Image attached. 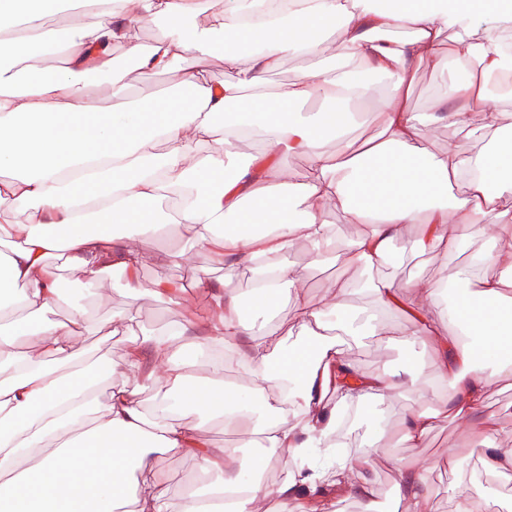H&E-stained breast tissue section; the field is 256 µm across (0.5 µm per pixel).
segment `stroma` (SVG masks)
Here are the masks:
<instances>
[{
    "label": "stroma",
    "instance_id": "35a3bbf8",
    "mask_svg": "<svg viewBox=\"0 0 512 512\" xmlns=\"http://www.w3.org/2000/svg\"><path fill=\"white\" fill-rule=\"evenodd\" d=\"M192 66L191 60H182L170 67L145 72L138 68L126 71V80L138 101L175 92L185 71ZM457 76L455 68L438 72L429 66L420 67L409 92V104L414 111H432L439 95L448 83ZM475 135H468L446 125L439 124L425 129L424 150L435 156L448 149L449 143L465 146L470 153L483 152L488 142L496 139L501 127L512 125V97L489 96L473 115ZM416 225L404 227L395 241L390 261L382 266L366 269L345 266L341 252H334L319 266H311V254L307 245L300 244L288 253L286 260L298 268H309L310 275L302 292L307 299L322 306L333 301L353 309L366 308L370 300L365 292L368 283L385 280L394 287L403 289L418 280L453 277L466 266L473 246L463 245L456 253L435 250L421 253L415 250L413 240ZM126 238L139 248L143 262L138 271L139 286L130 289L124 275L108 272L96 287L85 284L80 272L60 267L57 259H50L62 282L71 292L57 308L56 314L68 318L73 307L86 308L89 320L82 326L75 340L78 356H88L112 361L122 366L132 342L146 334L162 333L170 324L187 318L208 319L214 314L207 295L191 289H182L184 280L196 277L218 281L224 277V269L209 258L205 245L200 243L194 230L184 224L172 223L159 235L145 237L126 231ZM180 253V264L158 262L159 251ZM349 284V294L337 295L336 281ZM166 282L179 286L175 301L155 298L152 290L156 283ZM132 313L133 324L115 323L114 314ZM350 355L371 372L406 370L433 378L429 348L419 341H404L402 337L381 342L367 337L352 345ZM415 405L411 392L393 395L371 414L370 420H356L348 430L347 444L354 452L367 448L372 425L380 423L388 429H396L400 420L409 414ZM484 410L498 422L492 436L496 448L504 455L512 456V385L491 384L486 392ZM461 450L460 466L456 471L442 468L439 462L454 450ZM374 475V506L382 508L393 502V489L398 478L397 469L403 464L429 467L435 490L436 512H454L456 492L465 491L473 495L477 512H512V469L501 475L485 474L481 465V449L472 445L470 427L461 418H440L433 431L419 443L402 448L384 446L371 458ZM161 466L171 489L175 493L188 490L205 491L206 483L201 474L198 459L187 456L166 457Z\"/></svg>",
    "mask_w": 512,
    "mask_h": 512
}]
</instances>
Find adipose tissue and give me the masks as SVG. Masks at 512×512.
I'll return each instance as SVG.
<instances>
[{"label": "adipose tissue", "mask_w": 512, "mask_h": 512, "mask_svg": "<svg viewBox=\"0 0 512 512\" xmlns=\"http://www.w3.org/2000/svg\"><path fill=\"white\" fill-rule=\"evenodd\" d=\"M80 2L90 21L74 27L64 67L27 73L14 67L58 45L54 28L0 33V206L34 210L32 223L0 224V239L14 242L0 274V292H13L10 303H0V512H207L211 496L223 498V512H251L265 494V460L211 447L203 425L218 417L250 423L247 447L260 443L301 460L272 509L298 512L303 492L317 488L314 451L325 447L336 427L338 408L322 397L338 391L339 373L358 364L334 334L349 323L345 308L338 302L319 307L300 295L309 271L289 266L285 257L303 242L315 266L337 248L347 266H380L408 224L417 226L414 246L422 252L455 253L461 240H478L489 222L499 229L498 248L476 252L457 272L450 282L455 302L448 307L442 279L419 281L403 292L387 281L370 285L381 311L414 315L405 326L380 328V335L433 341L437 381L367 373L352 400L362 412L367 398L411 389L415 408L396 433L374 426L372 442L418 443L449 414L467 419L485 441L487 471L511 468L512 456L489 442L495 425L483 405L491 382L512 380V276L476 277L472 271L512 266V143L480 155L452 145L428 158L422 127L431 122L470 131L486 78L507 59L503 32L512 27V0H393L389 6L290 0L285 23L262 28L237 24L248 0H224L222 9L209 11L205 27L193 21L205 0ZM156 20L167 35L141 46L134 30ZM393 29L404 30V38L390 37ZM449 30L456 41L444 52L440 45ZM335 31L341 41L332 64L304 69L256 101L254 89L284 56L317 50ZM116 41L144 71L193 59L180 93L158 97L140 111L97 104L86 92L91 73H107L114 96L126 92L125 73L111 58ZM219 49L235 81L211 73L210 58ZM451 63L461 76L435 112H413L407 98L418 67L442 70ZM367 74L385 78L389 93L375 115L378 136L359 145L347 135L355 116L346 107L373 96V85L363 80ZM227 111L233 119L219 140L213 118ZM258 125L268 132L264 149L243 162L237 141ZM330 140L337 148L324 152ZM289 155L310 159L304 181L283 179L280 161ZM458 183L462 192L449 194ZM165 187L178 202L171 220L194 229L223 265L224 278L190 283L211 297L214 321L178 323L132 345L125 368L138 382L133 388L115 380L111 362L75 365L77 327L87 311L73 309L66 321L46 319L61 298L48 260L59 257L90 284L110 268L135 276L142 255L112 227L157 231ZM332 201L350 223L363 225L359 236L337 243L323 218ZM245 270L255 276L246 300L235 288ZM287 286L297 291L288 329L270 327L254 336L251 320L265 318ZM464 317L474 342L446 333L448 321ZM289 330L304 337L302 351H286ZM23 337L34 339L35 348H22ZM227 349L247 380L230 392L224 387ZM190 351L208 357L209 375H194ZM161 356L167 366L158 385L151 363ZM103 383L109 388L104 401L98 394ZM143 384L154 387L146 400ZM187 409L199 414L198 424L181 423ZM47 441L53 452H44ZM173 455L200 459L211 479L207 494L172 493L159 465ZM398 476L402 512H432L428 469L404 465Z\"/></svg>", "instance_id": "ef3b65f1"}]
</instances>
